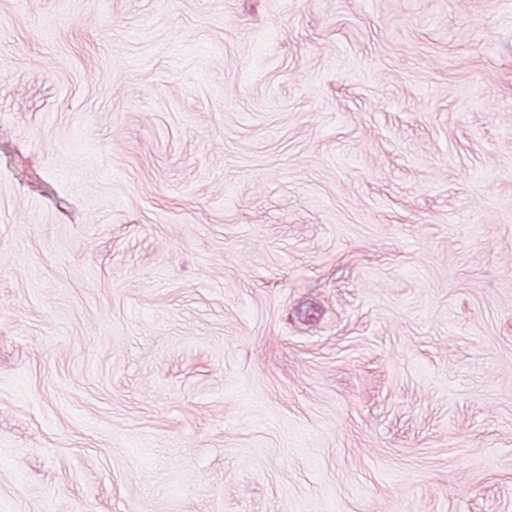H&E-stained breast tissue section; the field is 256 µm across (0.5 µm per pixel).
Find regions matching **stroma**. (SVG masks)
I'll return each instance as SVG.
<instances>
[{"mask_svg":"<svg viewBox=\"0 0 512 512\" xmlns=\"http://www.w3.org/2000/svg\"><path fill=\"white\" fill-rule=\"evenodd\" d=\"M0 512H512V0H0Z\"/></svg>","mask_w":512,"mask_h":512,"instance_id":"obj_1","label":"stroma"}]
</instances>
